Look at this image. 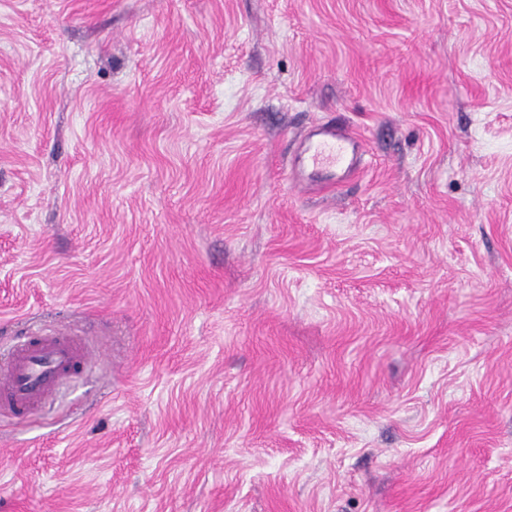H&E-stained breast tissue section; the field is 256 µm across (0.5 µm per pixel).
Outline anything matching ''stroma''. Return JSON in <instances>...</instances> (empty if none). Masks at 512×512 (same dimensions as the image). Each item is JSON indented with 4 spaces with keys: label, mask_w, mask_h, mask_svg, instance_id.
Wrapping results in <instances>:
<instances>
[{
    "label": "stroma",
    "mask_w": 512,
    "mask_h": 512,
    "mask_svg": "<svg viewBox=\"0 0 512 512\" xmlns=\"http://www.w3.org/2000/svg\"><path fill=\"white\" fill-rule=\"evenodd\" d=\"M340 120L366 166L289 181ZM0 512H512V0H0ZM88 361L84 340L64 329L24 336L0 369V412L14 417L31 414Z\"/></svg>",
    "instance_id": "stroma-1"
}]
</instances>
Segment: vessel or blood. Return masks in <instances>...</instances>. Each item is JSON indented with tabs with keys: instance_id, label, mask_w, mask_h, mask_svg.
<instances>
[{
	"instance_id": "1",
	"label": "vessel or blood",
	"mask_w": 512,
	"mask_h": 512,
	"mask_svg": "<svg viewBox=\"0 0 512 512\" xmlns=\"http://www.w3.org/2000/svg\"><path fill=\"white\" fill-rule=\"evenodd\" d=\"M362 163L356 139L346 126L333 121L317 124L306 133L292 167V179L309 185L313 173H325V186H336ZM89 361L81 337L59 329L24 337L0 368V412L26 416L45 405L59 386Z\"/></svg>"
}]
</instances>
